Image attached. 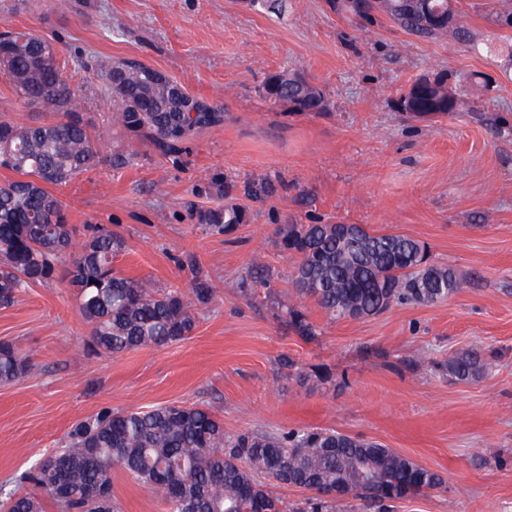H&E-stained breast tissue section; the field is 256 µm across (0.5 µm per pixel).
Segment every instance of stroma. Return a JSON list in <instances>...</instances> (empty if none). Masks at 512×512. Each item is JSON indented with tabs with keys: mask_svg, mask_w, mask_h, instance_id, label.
<instances>
[{
	"mask_svg": "<svg viewBox=\"0 0 512 512\" xmlns=\"http://www.w3.org/2000/svg\"><path fill=\"white\" fill-rule=\"evenodd\" d=\"M474 47L419 39L388 20L357 29L324 0H284L282 11L240 0H0V31L28 28L63 50L66 74L88 97L84 118L103 160L62 187L69 222L84 235L121 236L116 265L133 278L190 294L195 256L218 286L197 305L192 336L118 354L93 353L65 265L0 307V342L32 367L0 384V491L25 493L32 473L67 444L72 426L105 411L202 404L229 431L333 429L374 440L440 474L442 489L396 512H512V28L494 16L512 0H458ZM134 58L224 110L178 159L110 119L92 71ZM297 69L321 87L327 112L274 109L265 78ZM448 71L466 106L399 111L400 88ZM135 148L130 164L108 154ZM233 184L218 195V183ZM237 205L243 224L208 229V210ZM282 224H365L427 245L460 290L433 305L396 306L331 321L291 283ZM269 286L255 287L254 261ZM304 304L317 340L289 328ZM479 346L495 366L474 383L443 368ZM301 371L289 376L279 360ZM118 512H162L121 469Z\"/></svg>",
	"mask_w": 512,
	"mask_h": 512,
	"instance_id": "obj_1",
	"label": "stroma"
}]
</instances>
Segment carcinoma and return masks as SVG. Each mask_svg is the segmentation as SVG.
I'll return each instance as SVG.
<instances>
[{
  "label": "carcinoma",
  "instance_id": "obj_1",
  "mask_svg": "<svg viewBox=\"0 0 512 512\" xmlns=\"http://www.w3.org/2000/svg\"><path fill=\"white\" fill-rule=\"evenodd\" d=\"M436 14L448 23L433 24L430 17ZM338 15L357 28L384 18L415 37L473 42L454 0H340ZM65 68L57 46L30 29L0 36V75L26 107L55 114L49 122L0 121V168L15 174L0 183V307L12 305L22 289L48 280L65 261L68 286L94 350L118 354L181 341L197 328L193 302L207 304L216 294L210 279L196 276L191 302L116 268L126 243L109 231L92 233L71 250L75 228L52 188L98 163L100 147L84 119L86 96L70 83ZM156 72L136 59L100 61L97 90L112 104L114 122L175 156L194 132L223 123L224 112L188 93L175 97L177 81ZM262 95L285 112L329 109L323 90L297 70L268 76ZM451 99L456 110L463 109L448 75L438 72L432 80L399 89L396 103L401 112H446ZM243 218L236 206L203 215L212 230L226 234ZM276 235L281 249L295 258L296 293L313 300L330 320L436 304L462 288L452 267L428 262L425 246L405 235L373 232L364 224H282ZM287 314L288 326L301 339L316 338L304 311L291 306ZM490 366L478 346L445 363L448 374L462 382L481 378ZM29 368L28 354L0 343V383ZM50 460L36 471L33 492L5 498L10 512H42L45 498L63 512H102L85 494L98 483L112 486L115 466L153 492L163 512H393L395 503L445 484L438 473L376 441L332 429L232 433L223 419L194 405L101 413L77 423L63 452ZM285 486L308 495L287 502L278 494Z\"/></svg>",
  "mask_w": 512,
  "mask_h": 512
}]
</instances>
